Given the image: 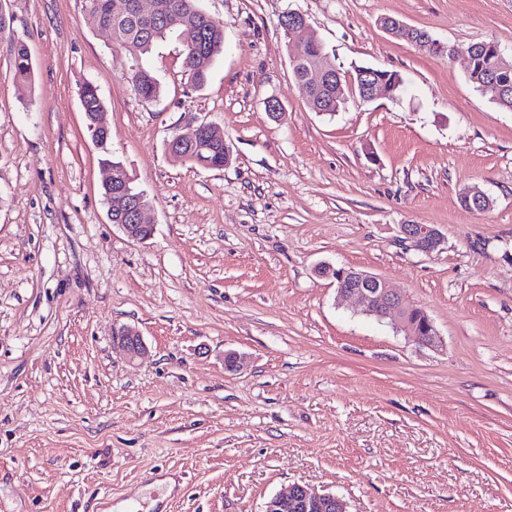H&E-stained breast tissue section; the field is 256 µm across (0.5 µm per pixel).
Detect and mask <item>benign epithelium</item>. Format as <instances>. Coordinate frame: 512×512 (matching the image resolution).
I'll return each mask as SVG.
<instances>
[{
	"instance_id": "1",
	"label": "benign epithelium",
	"mask_w": 512,
	"mask_h": 512,
	"mask_svg": "<svg viewBox=\"0 0 512 512\" xmlns=\"http://www.w3.org/2000/svg\"><path fill=\"white\" fill-rule=\"evenodd\" d=\"M382 28L389 33L405 36L419 47L428 49L433 47L441 53L445 50L444 45L435 42L430 34H424L400 21H389L382 25ZM360 76H367L369 80L357 84L352 78H341V73H336L332 69L321 71L320 79L336 78L338 86H347L348 93L361 101H370L378 96L392 98V91L387 88L382 76L372 70L364 71L360 73ZM140 198V206L135 211L133 223L122 224L120 228L129 238L146 241L153 234L154 224L148 220L152 206L147 200L146 194H141ZM106 203L112 218L131 211L128 197L121 191L113 192L112 196L107 198ZM400 233L401 242L422 252H431L437 249L443 240L437 227L426 224H402ZM318 271L335 279L338 299L355 298L365 314L375 316L380 320H390L393 328L398 332H405L407 339L416 346L430 349H438L443 346L441 336L432 321H427L423 334L411 329L407 322L410 308L401 304L399 295L389 288L381 277L353 269H335L328 265L320 266ZM118 340L133 358L141 357L146 352L141 336L129 329L118 333ZM290 509H296L298 512H347V504L333 494L320 493L307 485L294 484L287 492L271 498L266 505L265 512H288Z\"/></svg>"
}]
</instances>
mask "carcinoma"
I'll return each instance as SVG.
<instances>
[{
    "label": "carcinoma",
    "mask_w": 512,
    "mask_h": 512,
    "mask_svg": "<svg viewBox=\"0 0 512 512\" xmlns=\"http://www.w3.org/2000/svg\"><path fill=\"white\" fill-rule=\"evenodd\" d=\"M84 12L89 25L112 31L113 45L125 51L132 61L131 81L135 92L147 100L158 96L160 85L152 72L143 66L142 58L158 42L167 39L179 29L193 30L196 38L183 45L182 55L184 73L196 88L206 83L214 59L224 51V26L203 12L197 6V0H157L156 10L149 15L139 13L137 0H84ZM278 25L284 31L287 44L293 47L294 55L300 57L292 65L293 77L300 83L306 77L308 59L324 54L325 48L316 40L300 36V32L285 25L281 19L278 20ZM470 49L475 63L468 70L467 79L478 89L494 68L493 58L483 42L470 44ZM8 52L20 87L28 88L32 83L33 66L25 45L12 43ZM341 95L334 79L307 88L310 108L330 116L346 108L347 103ZM80 101L89 125L105 110L99 89L89 82L81 86ZM177 152L191 164L202 168L224 167V141L209 134L205 136L196 133L180 139ZM107 163L112 168V185L102 188V196H108L114 188H123L130 198H138L141 191L133 186L123 163L111 159Z\"/></svg>",
    "instance_id": "obj_1"
}]
</instances>
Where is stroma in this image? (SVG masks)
I'll list each match as a JSON object with an SVG mask.
<instances>
[{
  "label": "stroma",
  "instance_id": "35a3bbf8",
  "mask_svg": "<svg viewBox=\"0 0 512 512\" xmlns=\"http://www.w3.org/2000/svg\"><path fill=\"white\" fill-rule=\"evenodd\" d=\"M198 5L224 25L207 84L189 83L176 33L145 60L161 85L146 100L82 0H0V512H108V496L263 512L296 483L348 512H512V111L463 57L379 26L511 52L512 0ZM289 9L325 65L399 71L400 98L311 111L278 25ZM11 40L29 49L31 92ZM86 82L105 103L103 149ZM197 120L223 132L229 166L166 152ZM107 155L152 202L148 241L110 220ZM472 186L490 209L462 206ZM403 224L444 242L409 248ZM325 263L384 278L442 347L338 300ZM125 327L144 357L116 340ZM80 101L87 126L91 127L94 118L105 110V104L97 86L89 82L84 83L81 86Z\"/></svg>",
  "mask_w": 512,
  "mask_h": 512
}]
</instances>
